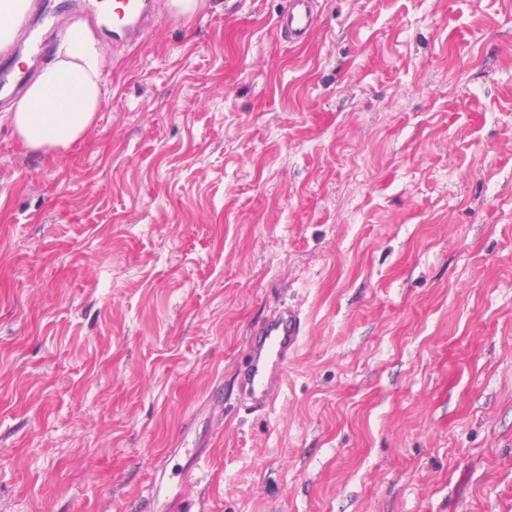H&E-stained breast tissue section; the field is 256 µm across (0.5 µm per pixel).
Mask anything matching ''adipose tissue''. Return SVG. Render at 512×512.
Returning <instances> with one entry per match:
<instances>
[{
	"label": "adipose tissue",
	"mask_w": 512,
	"mask_h": 512,
	"mask_svg": "<svg viewBox=\"0 0 512 512\" xmlns=\"http://www.w3.org/2000/svg\"><path fill=\"white\" fill-rule=\"evenodd\" d=\"M104 63L90 24L70 25L54 59L12 107L11 123L26 147L66 148L82 137L99 108Z\"/></svg>",
	"instance_id": "obj_1"
}]
</instances>
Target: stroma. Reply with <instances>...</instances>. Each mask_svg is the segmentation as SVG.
<instances>
[{
  "instance_id": "35a3bbf8",
  "label": "stroma",
  "mask_w": 512,
  "mask_h": 512,
  "mask_svg": "<svg viewBox=\"0 0 512 512\" xmlns=\"http://www.w3.org/2000/svg\"><path fill=\"white\" fill-rule=\"evenodd\" d=\"M204 0L114 40L92 127L0 106V512H512V0ZM303 331L242 407L253 329ZM318 0H288L276 26L281 37L291 45L303 43L317 27ZM189 433H183L180 442L184 448H177L182 452V464H180V478L173 482L166 479L168 459L160 460L156 476L150 486V500L152 512H192V503L187 496L186 487L192 482L199 468L202 458L201 444H192L189 448ZM158 472V473H157Z\"/></svg>"
}]
</instances>
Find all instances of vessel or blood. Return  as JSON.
<instances>
[{"mask_svg": "<svg viewBox=\"0 0 512 512\" xmlns=\"http://www.w3.org/2000/svg\"><path fill=\"white\" fill-rule=\"evenodd\" d=\"M72 12L70 0H60L54 13L40 10L24 20L22 27L32 31L36 22L53 20L63 24ZM112 21L128 39L141 36L154 17L148 0H112ZM319 21V0H287L276 26L281 37L289 44L303 43L315 30ZM29 81L27 70L17 68L8 55H0V94L5 98L19 95ZM302 333L299 312L286 308L273 312L250 340V354L241 372V388L247 408L264 412L273 406L280 394L284 371L298 347ZM202 458L198 447L182 450L180 478L167 479L166 466H159L150 486L152 512H192V503L186 488L195 477Z\"/></svg>", "mask_w": 512, "mask_h": 512, "instance_id": "b4317fda", "label": "vessel or blood"}]
</instances>
